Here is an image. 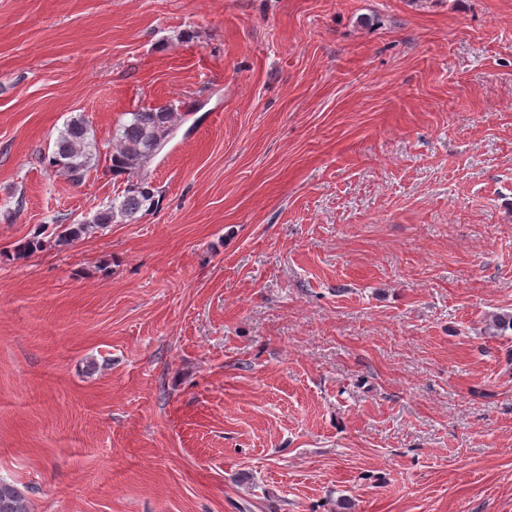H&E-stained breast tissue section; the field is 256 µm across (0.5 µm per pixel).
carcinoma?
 Wrapping results in <instances>:
<instances>
[{"instance_id": "1", "label": "carcinoma", "mask_w": 512, "mask_h": 512, "mask_svg": "<svg viewBox=\"0 0 512 512\" xmlns=\"http://www.w3.org/2000/svg\"><path fill=\"white\" fill-rule=\"evenodd\" d=\"M177 117L169 108H142L128 113L126 121L115 133L116 143L109 153L115 173L139 174L163 149L174 132ZM97 158L95 139L82 115L75 116L58 135L51 156L45 159L47 168L69 181L79 184L87 176ZM156 188L144 176L129 185L120 201L112 203L92 218L77 224H67L54 239L63 247L96 233L112 223H132L137 214L155 204ZM0 512H28L27 498L16 485L0 480Z\"/></svg>"}]
</instances>
